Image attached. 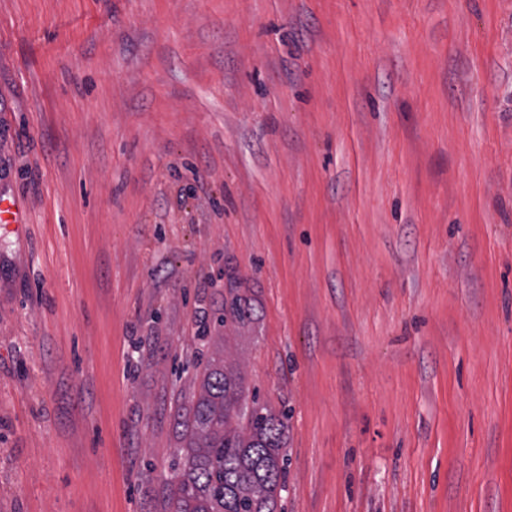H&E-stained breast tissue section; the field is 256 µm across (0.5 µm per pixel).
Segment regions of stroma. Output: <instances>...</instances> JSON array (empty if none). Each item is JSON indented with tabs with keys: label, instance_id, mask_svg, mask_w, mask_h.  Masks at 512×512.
Returning a JSON list of instances; mask_svg holds the SVG:
<instances>
[{
	"label": "stroma",
	"instance_id": "35a3bbf8",
	"mask_svg": "<svg viewBox=\"0 0 512 512\" xmlns=\"http://www.w3.org/2000/svg\"><path fill=\"white\" fill-rule=\"evenodd\" d=\"M0 195V512H174L208 357L277 512H512V0H0Z\"/></svg>",
	"mask_w": 512,
	"mask_h": 512
}]
</instances>
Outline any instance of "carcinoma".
Wrapping results in <instances>:
<instances>
[{
    "instance_id": "obj_1",
    "label": "carcinoma",
    "mask_w": 512,
    "mask_h": 512,
    "mask_svg": "<svg viewBox=\"0 0 512 512\" xmlns=\"http://www.w3.org/2000/svg\"><path fill=\"white\" fill-rule=\"evenodd\" d=\"M224 317L243 324L250 313L233 298ZM285 419L246 395L236 366L210 360L186 424L188 447L178 449L167 477L175 512H277L287 474Z\"/></svg>"
}]
</instances>
